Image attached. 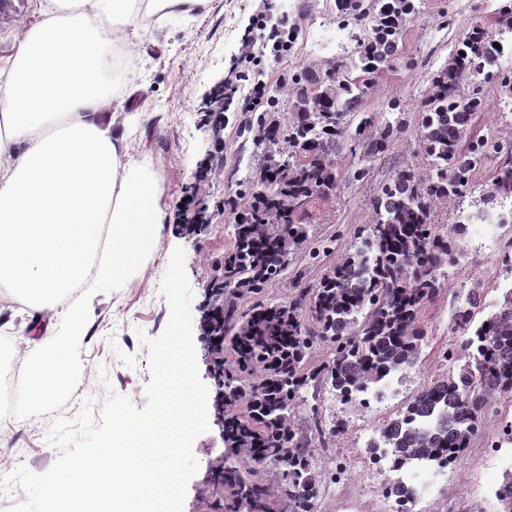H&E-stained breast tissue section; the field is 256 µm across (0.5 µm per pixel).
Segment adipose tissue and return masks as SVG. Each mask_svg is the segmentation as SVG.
Here are the masks:
<instances>
[{"label": "adipose tissue", "mask_w": 512, "mask_h": 512, "mask_svg": "<svg viewBox=\"0 0 512 512\" xmlns=\"http://www.w3.org/2000/svg\"><path fill=\"white\" fill-rule=\"evenodd\" d=\"M203 2L49 0L0 68V285L57 324L17 383L22 417L71 378L85 322L64 292L121 287L144 271L163 230L159 181L100 119L104 49L140 9L162 18Z\"/></svg>", "instance_id": "1"}]
</instances>
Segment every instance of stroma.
Returning <instances> with one entry per match:
<instances>
[{
  "label": "stroma",
  "mask_w": 512,
  "mask_h": 512,
  "mask_svg": "<svg viewBox=\"0 0 512 512\" xmlns=\"http://www.w3.org/2000/svg\"><path fill=\"white\" fill-rule=\"evenodd\" d=\"M41 7L42 0H28L26 12L0 18L1 62L14 55L26 31L37 22ZM449 8L454 11L450 26L441 16ZM262 10L272 21L289 13L298 18L300 27L289 54L263 57L260 77L269 86H277L279 77L288 71L335 58L336 42L343 37L336 25L335 0H207L194 12L170 14L160 21H136L138 36L125 48V70L116 75L104 70L102 83L110 100L101 119L110 124L114 137L123 139L129 155L151 165L161 185L159 205L168 220L142 274L82 302L85 335L69 390L55 395L39 416L25 422L0 414V472H11L21 464L35 473L47 471L58 455L47 441L52 421L59 416L75 418L84 401H91L97 411L108 394L115 392L129 397L137 407L145 406L144 388L151 372L143 340L160 337L168 324L171 309L160 284L175 248L185 252V272L193 290L191 317L200 318L211 264L233 244L237 212L225 202L243 190L256 153L251 136L242 132L249 113L230 107L224 114V173L209 174L207 165L215 152L209 102L229 79L231 67L240 58L244 32ZM491 20L487 0H422L403 38V62L376 78L360 107L361 115L385 111L390 120L402 121L401 134L373 159L364 181L342 183L336 198L315 201L310 207L309 234L315 240L335 238L332 257L317 263L301 260L302 278L287 274L266 288L265 298L291 296L299 281L306 285L319 281L332 259L349 252L359 229L371 223V199L395 168L405 161L424 166L413 144L420 120L418 102L463 33L476 22ZM187 194L205 207H225L223 216L198 237L182 234L172 218L175 203ZM460 246L464 253L461 266L449 269L438 295L421 311L427 338L401 395L371 409L350 412L334 403L327 392H320L324 420L343 418L349 428L329 442L320 460L326 467L344 463L346 472L320 495L317 512H339L337 500L352 496L359 500L356 512H384L385 505L373 493L356 447L357 433L374 432L424 383L447 372L442 353L460 342L453 330L452 312L474 280L484 282L486 304L498 300L499 287L507 276L503 259L512 256V224L495 225L487 235L462 238ZM506 419H512V402L494 405L460 461L438 476L422 472L441 512H498L489 488L503 472L495 465L491 441ZM192 451L199 469L188 483L183 512H228L231 503L235 512H247L245 504L236 503L230 487L214 480L224 468V435L217 422H210L208 431L195 438Z\"/></svg>",
  "instance_id": "stroma-1"
}]
</instances>
